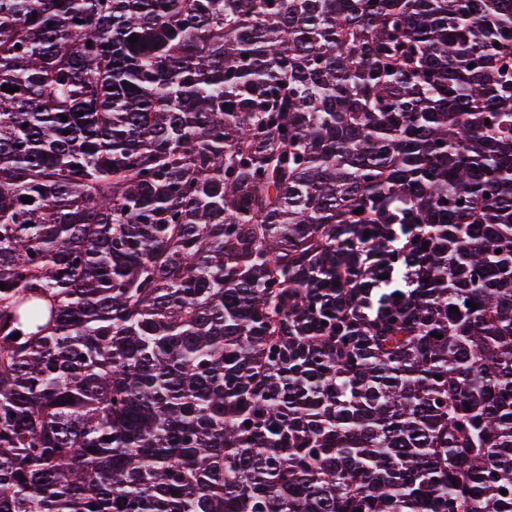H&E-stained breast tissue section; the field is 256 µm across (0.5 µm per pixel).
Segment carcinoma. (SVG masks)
Segmentation results:
<instances>
[{
	"label": "carcinoma",
	"mask_w": 512,
	"mask_h": 512,
	"mask_svg": "<svg viewBox=\"0 0 512 512\" xmlns=\"http://www.w3.org/2000/svg\"><path fill=\"white\" fill-rule=\"evenodd\" d=\"M3 85L0 512H512V0H0Z\"/></svg>",
	"instance_id": "obj_1"
}]
</instances>
